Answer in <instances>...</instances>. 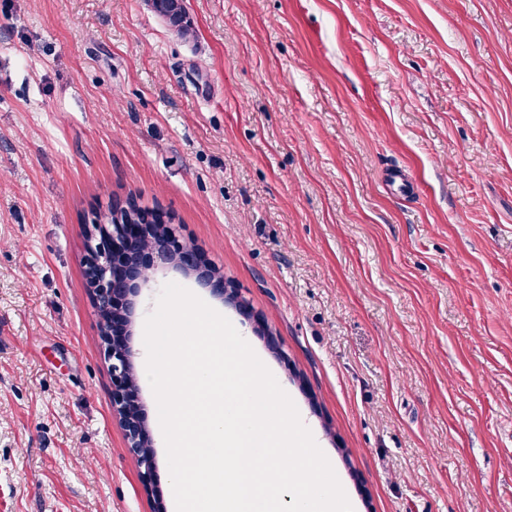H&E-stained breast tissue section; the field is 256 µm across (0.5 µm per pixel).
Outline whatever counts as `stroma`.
<instances>
[{"mask_svg":"<svg viewBox=\"0 0 512 512\" xmlns=\"http://www.w3.org/2000/svg\"><path fill=\"white\" fill-rule=\"evenodd\" d=\"M0 0V512L169 495L144 321L175 282L295 403L353 512H512V0ZM167 213L131 346L157 469L112 409L95 211ZM152 1L151 9L159 16L165 17L169 27H171L180 38L184 40L193 38L194 28L192 23L186 20V10L183 0Z\"/></svg>","mask_w":512,"mask_h":512,"instance_id":"35a3bbf8","label":"stroma"}]
</instances>
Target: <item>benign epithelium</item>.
<instances>
[{"label": "benign epithelium", "instance_id": "benign-epithelium-1", "mask_svg": "<svg viewBox=\"0 0 512 512\" xmlns=\"http://www.w3.org/2000/svg\"><path fill=\"white\" fill-rule=\"evenodd\" d=\"M94 229L98 236L89 249L86 277L101 318L104 353L111 361L112 408L135 455L141 482L148 488L153 483L156 458L132 372L134 298L150 284L153 274L166 266L207 277L211 270L205 256L187 245L172 224H105L97 219ZM143 255L152 257L153 262L141 263ZM214 283L217 295L244 306L232 284L221 279Z\"/></svg>", "mask_w": 512, "mask_h": 512}]
</instances>
